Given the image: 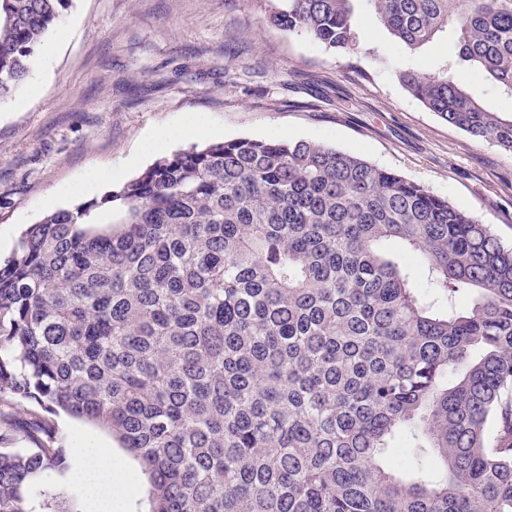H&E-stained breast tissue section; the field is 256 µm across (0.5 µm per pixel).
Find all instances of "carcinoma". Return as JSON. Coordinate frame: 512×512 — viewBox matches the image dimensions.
<instances>
[{
  "label": "carcinoma",
  "mask_w": 512,
  "mask_h": 512,
  "mask_svg": "<svg viewBox=\"0 0 512 512\" xmlns=\"http://www.w3.org/2000/svg\"><path fill=\"white\" fill-rule=\"evenodd\" d=\"M71 0H0V101ZM353 0H286L273 25L357 44ZM417 50L403 88L512 154V0H366ZM0 394L37 406L0 448V512H75L44 484L53 417L112 435L147 512H512V248L423 185L325 145L237 139L158 159L48 212L0 262ZM409 442L407 468L391 463ZM456 76L465 86L479 93L481 102L486 109L500 112L504 117H510L512 97L488 81L481 71L462 67L456 71Z\"/></svg>",
  "instance_id": "1"
}]
</instances>
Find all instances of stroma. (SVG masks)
I'll return each instance as SVG.
<instances>
[{
  "label": "stroma",
  "instance_id": "35a3bbf8",
  "mask_svg": "<svg viewBox=\"0 0 512 512\" xmlns=\"http://www.w3.org/2000/svg\"><path fill=\"white\" fill-rule=\"evenodd\" d=\"M284 0H72L32 66L0 102V260L45 213L74 205L66 187L104 172L102 191L158 158L153 131L176 137L166 153L197 144L185 124L203 117L215 141H314L418 182L490 225L512 247V154L430 112L399 83L403 69L441 70L447 39L412 51L356 0L358 42L327 51L310 35L269 23ZM457 78L483 106L512 115V96L474 68ZM57 437L75 465L85 448L115 452L104 429L67 415Z\"/></svg>",
  "mask_w": 512,
  "mask_h": 512
}]
</instances>
